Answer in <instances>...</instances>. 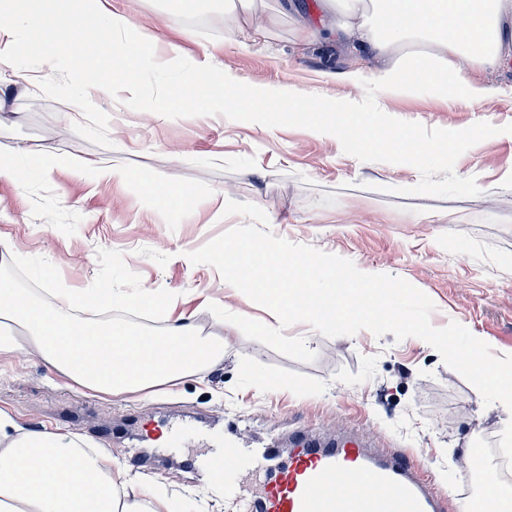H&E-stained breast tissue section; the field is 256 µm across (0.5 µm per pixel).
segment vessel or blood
<instances>
[{"label": "vessel or blood", "instance_id": "1", "mask_svg": "<svg viewBox=\"0 0 512 512\" xmlns=\"http://www.w3.org/2000/svg\"><path fill=\"white\" fill-rule=\"evenodd\" d=\"M271 459L267 448H217L201 458L198 473L209 485L223 481L225 498L236 501L240 495L231 477L232 469L261 466ZM441 510L442 501L430 476L410 455L377 457L356 438L331 449H299L287 465L279 468L261 496L244 502V512Z\"/></svg>", "mask_w": 512, "mask_h": 512}]
</instances>
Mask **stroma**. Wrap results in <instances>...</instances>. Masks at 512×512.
I'll return each mask as SVG.
<instances>
[{
	"label": "stroma",
	"instance_id": "35a3bbf8",
	"mask_svg": "<svg viewBox=\"0 0 512 512\" xmlns=\"http://www.w3.org/2000/svg\"><path fill=\"white\" fill-rule=\"evenodd\" d=\"M300 4L299 14L275 18L255 39L226 34L225 0H201L199 26L188 24L176 0L105 2L130 13L156 51L177 45L192 63L247 84L364 99L363 80L386 61L350 42L304 40L301 25L319 27L324 10L322 0ZM100 68V56L83 43L54 69L37 71L38 87L12 85L11 71H0V146L159 177L189 187L191 201L173 209L133 185L97 184L67 167L25 182L0 180V277L58 306L68 292L107 289L122 300L164 294L168 306L122 304L117 311L138 331L161 332L177 316L189 317L202 335L223 337L224 361L151 394L107 397L69 383L22 348L0 370V413L13 431L51 429L122 462L130 449L147 452L151 468L128 467V476L163 497L168 512H238V504L204 492L189 473L216 442L271 448L284 459L303 437L357 435L412 455L432 473L447 512H461L466 497L458 479L470 449L499 445L504 414L497 405L479 401L475 388L416 337L399 342L362 330L327 338L294 324L285 334L306 341L316 354L310 363L249 340L209 304L273 327L276 315L188 254L246 224L244 216L223 215L228 194L262 208L276 236L407 280L434 301L433 327L457 321L504 357L512 354V140L485 139L456 161L455 173L476 177L480 195L400 196L397 187L420 180L413 166L360 161L340 142L303 128L137 111L98 82ZM467 76L495 88L491 103L451 106L425 90L392 94L383 104L392 117L429 128L512 123V65L473 68ZM77 82L92 85L93 105L71 118L64 99ZM177 424L190 431L183 452L170 456L162 446Z\"/></svg>",
	"mask_w": 512,
	"mask_h": 512
}]
</instances>
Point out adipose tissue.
<instances>
[{
	"label": "adipose tissue",
	"instance_id": "ef3b65f1",
	"mask_svg": "<svg viewBox=\"0 0 512 512\" xmlns=\"http://www.w3.org/2000/svg\"><path fill=\"white\" fill-rule=\"evenodd\" d=\"M324 8L326 22L303 28V37L348 39L389 59L375 83L384 95L429 86L449 101L483 104L494 90L469 83L466 69L495 70L512 57V0H324ZM79 34L100 50L113 86L135 93L142 38L128 15L102 9L101 0L86 14L44 17L30 31L39 66L67 57ZM60 164L21 146L0 148V179L43 178ZM66 301L64 314L0 279V357L29 347L66 379L109 396L143 393L224 359L223 338L199 336L185 319L160 334L137 332L82 319V311L114 305L108 292ZM7 427L0 419V512H163V501L136 492L112 457L49 429L11 436Z\"/></svg>",
	"mask_w": 512,
	"mask_h": 512
}]
</instances>
